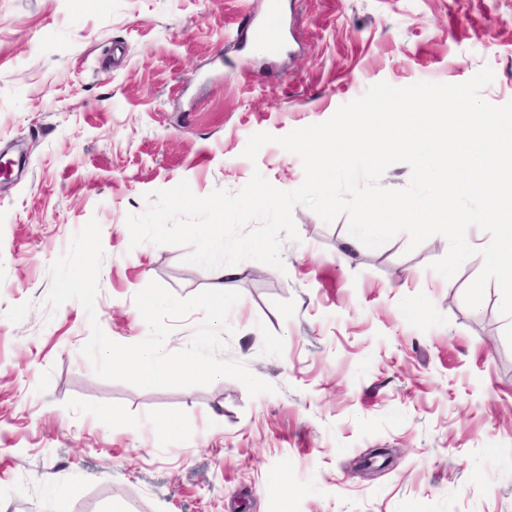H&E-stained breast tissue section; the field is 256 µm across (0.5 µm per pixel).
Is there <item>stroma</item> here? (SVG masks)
<instances>
[{
  "label": "stroma",
  "mask_w": 512,
  "mask_h": 512,
  "mask_svg": "<svg viewBox=\"0 0 512 512\" xmlns=\"http://www.w3.org/2000/svg\"><path fill=\"white\" fill-rule=\"evenodd\" d=\"M283 49L259 46L269 0H0V512H512V347L483 268L433 270L449 244L401 233L349 248L348 218L293 210L284 270L236 266L221 358L274 385L139 388L98 377L79 301L51 310V264L89 219L104 258L97 321L143 340L135 295L212 288L185 246H131L144 193L205 196L301 159L250 135L328 120L379 82L460 84L512 101V0H278ZM182 424L163 438L152 419Z\"/></svg>",
  "instance_id": "obj_1"
}]
</instances>
